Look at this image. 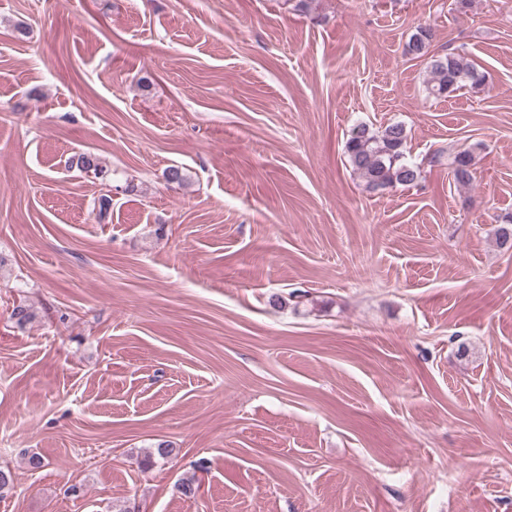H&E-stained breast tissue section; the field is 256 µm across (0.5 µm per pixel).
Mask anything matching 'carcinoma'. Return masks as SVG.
<instances>
[{"label":"carcinoma","instance_id":"cac0c4a2","mask_svg":"<svg viewBox=\"0 0 512 512\" xmlns=\"http://www.w3.org/2000/svg\"><path fill=\"white\" fill-rule=\"evenodd\" d=\"M432 40L429 29L420 28L406 44V53L416 57H429L427 69L428 94L436 99L447 98L458 89L468 86L477 93L484 86L485 76L462 53L450 52L443 56H430ZM408 134L401 123H393L381 131H372L361 124L354 127L345 142V152L353 169L372 190L387 189L397 185L408 186L420 177V168L407 160L405 143ZM449 165L455 181L466 185L473 178L474 153L470 149L451 150ZM174 448L161 442L144 459L153 466L165 462Z\"/></svg>","mask_w":512,"mask_h":512}]
</instances>
